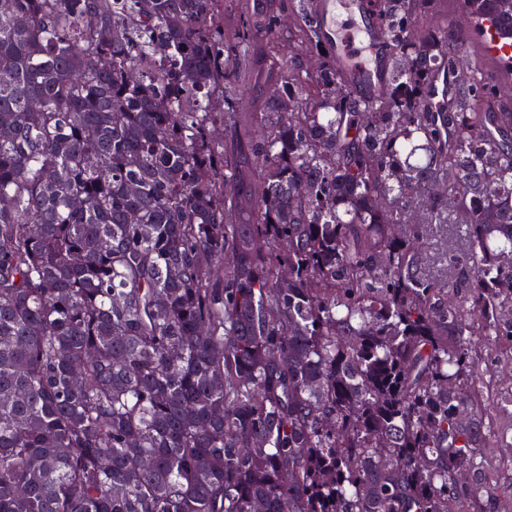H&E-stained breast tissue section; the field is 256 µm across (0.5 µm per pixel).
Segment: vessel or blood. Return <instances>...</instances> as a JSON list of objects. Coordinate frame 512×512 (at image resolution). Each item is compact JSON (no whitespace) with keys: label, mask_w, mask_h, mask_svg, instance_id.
<instances>
[{"label":"vessel or blood","mask_w":512,"mask_h":512,"mask_svg":"<svg viewBox=\"0 0 512 512\" xmlns=\"http://www.w3.org/2000/svg\"><path fill=\"white\" fill-rule=\"evenodd\" d=\"M310 15L352 96L376 100L390 79V54L371 0H311ZM469 50L495 79H512V35L482 14L465 33Z\"/></svg>","instance_id":"b4317fda"}]
</instances>
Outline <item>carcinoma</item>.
Masks as SVG:
<instances>
[{
	"mask_svg": "<svg viewBox=\"0 0 512 512\" xmlns=\"http://www.w3.org/2000/svg\"><path fill=\"white\" fill-rule=\"evenodd\" d=\"M308 2L0 0V512H467L512 83L375 0L392 75L353 102ZM435 224L465 250L430 276Z\"/></svg>",
	"mask_w": 512,
	"mask_h": 512,
	"instance_id": "carcinoma-1",
	"label": "carcinoma"
}]
</instances>
